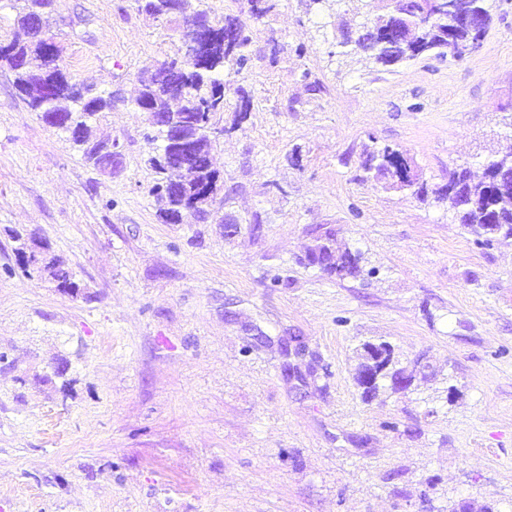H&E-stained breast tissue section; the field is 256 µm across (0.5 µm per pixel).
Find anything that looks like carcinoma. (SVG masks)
I'll return each instance as SVG.
<instances>
[{"label": "carcinoma", "instance_id": "carcinoma-1", "mask_svg": "<svg viewBox=\"0 0 512 512\" xmlns=\"http://www.w3.org/2000/svg\"><path fill=\"white\" fill-rule=\"evenodd\" d=\"M19 2L15 31L11 37L0 39V63L14 73L15 88L32 111L40 113L49 126L68 134L87 162L100 170L112 171L120 159L101 152L92 139L91 124L112 111L113 96L73 82L60 63V55L50 54L46 45L34 38L33 22L35 16L44 14L46 0ZM135 4L137 11L155 18L174 16L182 20L188 14L208 18L206 11L194 6L193 0H135ZM248 5L251 15L259 19L275 11L277 0H248ZM466 18L484 28L491 21L483 0H443L432 15L426 12L423 0H394L386 13L374 16L355 35L348 34L345 39L382 66L428 54L461 60L473 52L478 37L475 29L464 23ZM224 24L235 28L234 45L218 46L205 60L191 56L183 59L177 54L167 58L160 67H169L170 77L160 79L155 71L147 77L139 76L136 95L131 99L134 111L162 112L167 122L176 126L172 135L165 127L157 128L162 145L159 154L149 159L157 174L154 196H159L163 185L173 187L167 204L159 207L167 224H179L187 214L207 218L223 189L219 172L210 160L217 136L224 133L220 127L224 112L230 108L224 74L236 75L243 70L251 42L247 25L238 18L228 16ZM173 135L193 146L190 166L184 171L158 162L159 155L170 151ZM402 155L403 151L389 145L375 148L366 154L362 168L385 180L390 189L409 190L421 198L433 195L434 201L447 205L466 231L483 245L512 239V194H499L495 186L497 182L512 185V151L494 154L485 164L481 178H473L466 169L451 170L448 182L430 192L417 179L394 180ZM307 258L310 264L339 280L374 274V270L365 269L361 253L337 246L330 232L310 249ZM38 272L48 275L60 288L78 287L58 259L44 262ZM374 344L383 348L385 357L378 382L366 386L355 378L363 396L368 400L378 397L386 381L394 391L409 390L416 368L401 366L385 341H367L362 349Z\"/></svg>", "mask_w": 512, "mask_h": 512}]
</instances>
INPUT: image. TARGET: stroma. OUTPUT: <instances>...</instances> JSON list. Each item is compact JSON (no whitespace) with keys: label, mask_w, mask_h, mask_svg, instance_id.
<instances>
[{"label":"stroma","mask_w":512,"mask_h":512,"mask_svg":"<svg viewBox=\"0 0 512 512\" xmlns=\"http://www.w3.org/2000/svg\"><path fill=\"white\" fill-rule=\"evenodd\" d=\"M463 60L391 68L345 54L380 0H200L250 30L246 92L213 152L214 207L238 224H166L127 98L185 30L133 0H53L74 82L124 99L97 126L105 173L30 111L0 66V512H512V240L477 243L453 211L367 178L389 145L428 188L512 148V0ZM335 230L375 277L305 257ZM41 239L79 289L16 260ZM421 368L365 401L360 347Z\"/></svg>","instance_id":"obj_1"}]
</instances>
